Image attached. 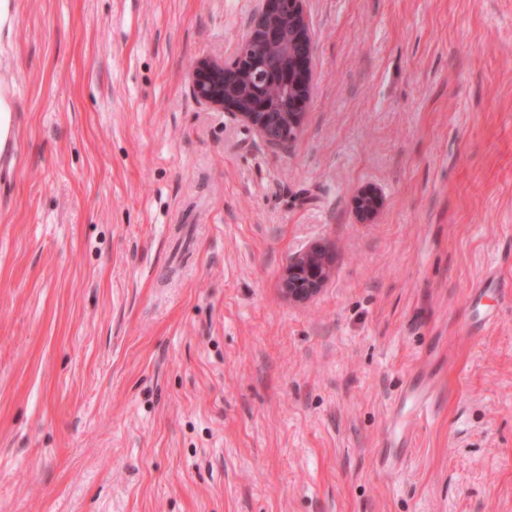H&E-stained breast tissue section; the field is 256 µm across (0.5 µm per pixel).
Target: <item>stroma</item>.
<instances>
[{
    "mask_svg": "<svg viewBox=\"0 0 512 512\" xmlns=\"http://www.w3.org/2000/svg\"><path fill=\"white\" fill-rule=\"evenodd\" d=\"M263 4L16 0L0 512H512V0H305L282 146L191 90ZM331 274V259L320 246L310 247L288 260L282 290L288 300L304 302L315 296ZM433 397L423 388L413 389V396L408 404L409 411L403 417V428L415 424L417 421L427 420L433 409Z\"/></svg>",
    "mask_w": 512,
    "mask_h": 512,
    "instance_id": "stroma-1",
    "label": "stroma"
}]
</instances>
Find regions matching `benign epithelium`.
<instances>
[{
	"label": "benign epithelium",
	"instance_id": "7a95c632",
	"mask_svg": "<svg viewBox=\"0 0 512 512\" xmlns=\"http://www.w3.org/2000/svg\"><path fill=\"white\" fill-rule=\"evenodd\" d=\"M244 46L241 62L230 67L216 59H198L192 71V92L204 104L231 112L266 142L279 145L285 129L294 133L300 130L310 101L313 41L304 0H265L264 8L252 19ZM267 46L281 48L282 55L264 56ZM255 67L284 69L287 88L295 94L294 109L287 114L288 124L278 121L264 97L251 91L249 79ZM379 203L375 192L365 191L355 205L360 215L369 217ZM330 274L328 253L320 246L310 247L288 260L282 278L283 293L295 302L309 300Z\"/></svg>",
	"mask_w": 512,
	"mask_h": 512
}]
</instances>
